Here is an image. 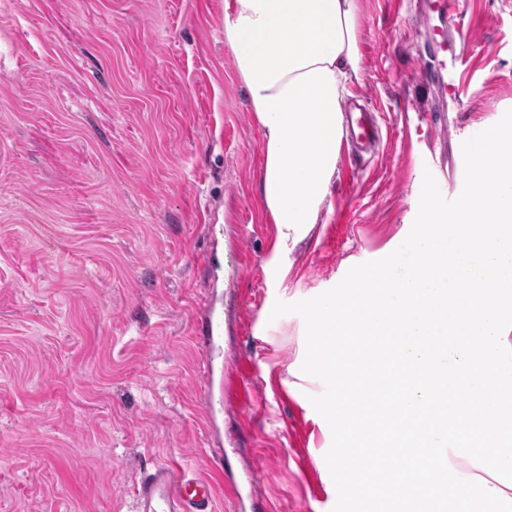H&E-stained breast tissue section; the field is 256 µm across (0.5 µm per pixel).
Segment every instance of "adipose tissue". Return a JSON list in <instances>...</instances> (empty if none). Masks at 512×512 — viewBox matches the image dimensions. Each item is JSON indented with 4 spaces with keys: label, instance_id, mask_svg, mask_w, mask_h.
<instances>
[{
    "label": "adipose tissue",
    "instance_id": "obj_1",
    "mask_svg": "<svg viewBox=\"0 0 512 512\" xmlns=\"http://www.w3.org/2000/svg\"><path fill=\"white\" fill-rule=\"evenodd\" d=\"M361 0H224V42L263 132L260 200L279 245L320 223L362 80Z\"/></svg>",
    "mask_w": 512,
    "mask_h": 512
}]
</instances>
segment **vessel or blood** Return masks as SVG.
Instances as JSON below:
<instances>
[{
  "mask_svg": "<svg viewBox=\"0 0 512 512\" xmlns=\"http://www.w3.org/2000/svg\"><path fill=\"white\" fill-rule=\"evenodd\" d=\"M464 0H429L430 8L443 20L430 39L442 52L456 53L448 39V27L459 24ZM138 512H214L213 486L208 479L186 474L172 466L155 467L136 491Z\"/></svg>",
  "mask_w": 512,
  "mask_h": 512,
  "instance_id": "vessel-or-blood-1",
  "label": "vessel or blood"
}]
</instances>
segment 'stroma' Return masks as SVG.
I'll return each mask as SVG.
<instances>
[{"label":"stroma","instance_id":"stroma-1","mask_svg":"<svg viewBox=\"0 0 512 512\" xmlns=\"http://www.w3.org/2000/svg\"><path fill=\"white\" fill-rule=\"evenodd\" d=\"M437 22L363 0L352 95L382 140L340 150L330 210L280 250L224 0H0V512H136L152 466L212 476L218 451L216 512H332L305 323L270 313L394 251L425 173L458 197L462 143L512 109V0H467L455 98Z\"/></svg>","mask_w":512,"mask_h":512}]
</instances>
